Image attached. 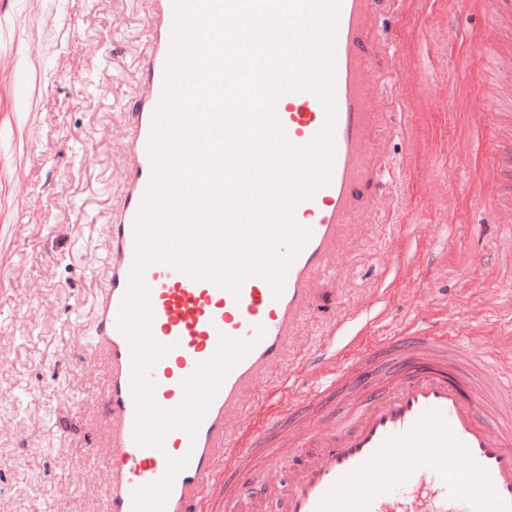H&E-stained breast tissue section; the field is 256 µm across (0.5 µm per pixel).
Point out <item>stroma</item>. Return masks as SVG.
Masks as SVG:
<instances>
[{
    "label": "stroma",
    "mask_w": 512,
    "mask_h": 512,
    "mask_svg": "<svg viewBox=\"0 0 512 512\" xmlns=\"http://www.w3.org/2000/svg\"><path fill=\"white\" fill-rule=\"evenodd\" d=\"M377 7L374 43L396 44L419 86L446 91L454 113L415 106L410 140L383 142L395 195L362 225L336 277L334 315L305 319L283 367L249 401L265 404L286 372L326 345L339 321L373 308L370 343L411 323H465L477 355L512 349V224L488 206L501 131L493 113L462 107L498 95L496 54L512 28L456 0L422 13L419 0ZM153 0H0V512H88L104 491L87 449L105 418V373L82 346L105 288L101 245L120 200L127 129L120 105L137 99L135 61ZM475 42L437 44L444 30ZM433 64L420 68L423 54ZM455 139L460 153L442 154Z\"/></svg>",
    "instance_id": "1"
}]
</instances>
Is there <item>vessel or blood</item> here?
Segmentation results:
<instances>
[{
	"label": "vessel or blood",
	"instance_id": "obj_1",
	"mask_svg": "<svg viewBox=\"0 0 512 512\" xmlns=\"http://www.w3.org/2000/svg\"><path fill=\"white\" fill-rule=\"evenodd\" d=\"M158 20L142 61L138 106L124 113L130 166L104 241L107 286L95 307L89 349L105 368L101 422L105 487L92 512H242L260 492L274 512H512V352L491 359L466 351L464 327H415L378 343L348 342L332 351L319 383L296 396L310 366L275 388L277 410L253 415L256 385L279 367L302 321L326 312L317 286L335 269L368 212L364 194L388 196L374 175L385 134L412 107L394 52L369 40L378 19L373 0H340L334 36V114L308 92L280 96L275 111L285 139L304 146L333 121L334 161L328 183L297 203L293 221L311 235L286 269L281 291L263 278L238 292L195 279L161 262L143 272L154 340L169 353L147 371L163 409L179 406L183 382L217 352L221 337L250 343L223 379L195 434L167 432L161 447L134 440L131 348L118 316L135 263V219L152 177V116L171 50L172 0H158ZM491 205L512 223V141L500 142ZM336 408L317 418L325 399ZM261 468H254V461Z\"/></svg>",
	"mask_w": 512,
	"mask_h": 512
}]
</instances>
